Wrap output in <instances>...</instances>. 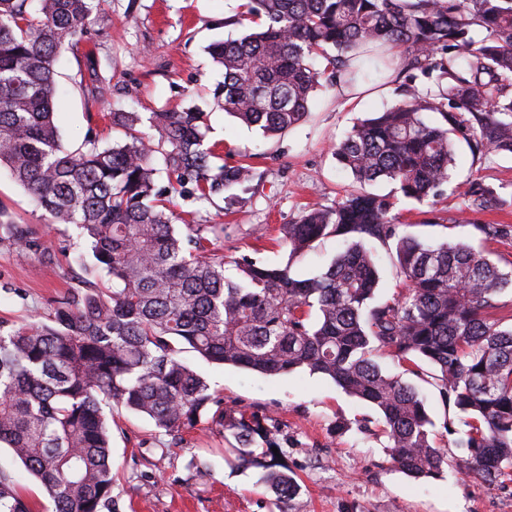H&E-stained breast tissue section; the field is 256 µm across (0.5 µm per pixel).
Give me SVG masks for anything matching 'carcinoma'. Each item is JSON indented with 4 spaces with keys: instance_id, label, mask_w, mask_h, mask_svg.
Returning a JSON list of instances; mask_svg holds the SVG:
<instances>
[{
    "instance_id": "obj_1",
    "label": "carcinoma",
    "mask_w": 512,
    "mask_h": 512,
    "mask_svg": "<svg viewBox=\"0 0 512 512\" xmlns=\"http://www.w3.org/2000/svg\"><path fill=\"white\" fill-rule=\"evenodd\" d=\"M0 0V166L52 224H75L91 243V268L112 281L63 299L50 324L0 325V445L45 488L53 512H116L110 409L120 405L176 436L211 405L212 423L243 464L288 512L299 485L272 448L258 415L221 407L182 353L210 364L276 377L307 370L332 379L381 416L391 461L414 478L464 464L490 486L512 482V324L494 315L512 295V262L472 244L429 242L402 229L391 197L366 190L379 180L420 205L435 204L452 178L456 139L472 154H512V0H248L260 29L211 45L224 69L217 106L248 127L278 136L303 121L319 78L354 87L390 51L432 81L353 126L333 149L352 189L332 206L304 209L280 227L284 265L243 258L238 279L209 253L222 224H173L176 198L221 197L231 206L250 190L255 167L218 165L205 144V114L112 113L124 139L88 141L69 152L54 111L56 56L77 51L99 0ZM324 68H315L316 61ZM98 103L104 80L80 82ZM470 118L464 120L461 113ZM149 123L155 134L139 130ZM466 208L503 202L501 188L472 183ZM14 241L41 253L24 225L0 208ZM474 236L512 239L510 224H475ZM335 236L344 249L318 273L300 277L292 260ZM394 246L400 288L375 301L382 281L373 244ZM388 356L419 376L422 366L458 422L460 459L435 444L436 422ZM0 512H32L12 476L0 471Z\"/></svg>"
}]
</instances>
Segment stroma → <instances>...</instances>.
Segmentation results:
<instances>
[{
  "label": "stroma",
  "mask_w": 512,
  "mask_h": 512,
  "mask_svg": "<svg viewBox=\"0 0 512 512\" xmlns=\"http://www.w3.org/2000/svg\"><path fill=\"white\" fill-rule=\"evenodd\" d=\"M240 0H101L84 35V56L62 50L56 64L57 125L65 146L81 148L88 137L107 144L121 139L114 112H175L195 105L207 112V143L224 163L249 159L261 175L238 204L178 200L177 224H222L225 274L248 257L270 264L291 263L307 276L340 249L336 238L316 243L304 259L289 262L276 243L281 225L297 220L311 203L333 205L352 180L331 148L359 121L401 100L405 77L371 74L367 84L342 92L316 90L306 119L276 137L247 128L216 106L214 91L224 80L209 47L244 33L234 24ZM98 72L106 80L101 103L88 104L80 80ZM455 179L512 189V155L492 150L472 155L460 146ZM0 204L31 240L51 244L42 254L0 230V323L19 327L51 322L64 296L91 281L109 282L78 261L89 246L72 224L47 223L6 168H0ZM401 223L428 239H468L472 225L511 224L512 201L491 211L466 209L461 196L447 194L436 205L399 200ZM225 407L258 414L270 429L289 470L301 486L295 512H512V483L489 487L481 479L445 472L442 479H415L397 468L387 452L377 411L348 396L330 379L306 371L266 378L231 367L198 362ZM347 424L337 433V424ZM112 496L118 512H275L261 468L224 457V435L206 422L179 438L159 433L146 418L124 407L112 409ZM212 465L198 472L196 456ZM0 467L15 479L34 512H48L41 484L0 449Z\"/></svg>",
  "instance_id": "1"
}]
</instances>
